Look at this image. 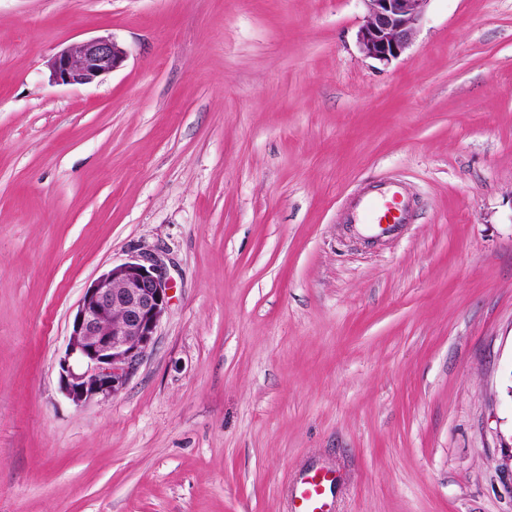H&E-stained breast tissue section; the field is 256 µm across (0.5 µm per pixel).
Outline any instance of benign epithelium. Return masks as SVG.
Listing matches in <instances>:
<instances>
[{"label":"benign epithelium","mask_w":512,"mask_h":512,"mask_svg":"<svg viewBox=\"0 0 512 512\" xmlns=\"http://www.w3.org/2000/svg\"><path fill=\"white\" fill-rule=\"evenodd\" d=\"M362 2L366 14L358 44L363 54L380 62L400 57L428 0ZM126 57L114 38L94 37L59 51L50 67L55 83L83 85L118 69ZM170 289L163 263L151 253L112 266L85 288L59 363L61 389L75 406L104 403L120 392L154 342Z\"/></svg>","instance_id":"obj_1"}]
</instances>
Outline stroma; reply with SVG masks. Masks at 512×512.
I'll list each match as a JSON object with an SVG mask.
<instances>
[{
    "label": "stroma",
    "instance_id": "1",
    "mask_svg": "<svg viewBox=\"0 0 512 512\" xmlns=\"http://www.w3.org/2000/svg\"><path fill=\"white\" fill-rule=\"evenodd\" d=\"M0 0V512H512V0ZM127 51L87 85L49 62ZM411 220L346 218L374 183ZM172 289L120 392L59 361L85 287ZM364 23L358 32L363 54L380 62L400 57L411 44L428 0H361ZM126 50L111 37H94L59 51L50 67L55 83L83 85L122 66ZM331 480L327 472L308 473L295 489L291 512H328L325 511L324 489Z\"/></svg>",
    "mask_w": 512,
    "mask_h": 512
}]
</instances>
